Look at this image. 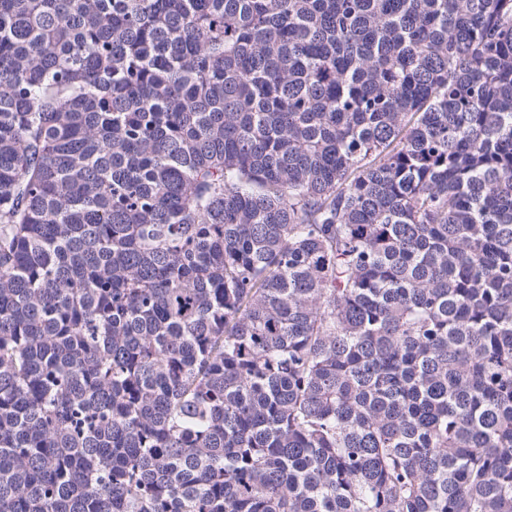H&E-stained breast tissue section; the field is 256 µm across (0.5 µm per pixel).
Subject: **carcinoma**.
I'll return each instance as SVG.
<instances>
[{"mask_svg": "<svg viewBox=\"0 0 512 512\" xmlns=\"http://www.w3.org/2000/svg\"><path fill=\"white\" fill-rule=\"evenodd\" d=\"M0 512H512V0H0Z\"/></svg>", "mask_w": 512, "mask_h": 512, "instance_id": "obj_1", "label": "carcinoma"}]
</instances>
